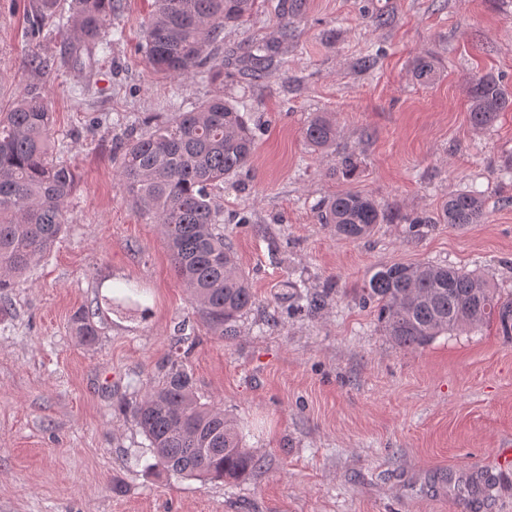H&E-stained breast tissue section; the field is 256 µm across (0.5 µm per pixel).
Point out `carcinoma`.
I'll return each instance as SVG.
<instances>
[{"label": "carcinoma", "instance_id": "1", "mask_svg": "<svg viewBox=\"0 0 512 512\" xmlns=\"http://www.w3.org/2000/svg\"><path fill=\"white\" fill-rule=\"evenodd\" d=\"M257 0H154L146 22L145 53L153 70L173 80L224 76V59L210 47L221 40L224 24L251 14ZM114 0H72V41L63 61L87 80L98 52L112 45ZM57 0H32L28 21L40 31L56 12ZM274 45L255 41L246 59L259 70L273 60ZM433 61L416 60L414 77L428 82ZM512 109V93L490 76L472 79L469 122L491 127ZM144 132L130 129L118 142L119 172L138 210L161 227L182 283L215 336L232 331L255 302L237 257L224 244L223 210L213 190L224 178L248 165L255 142L237 105L216 95L169 118L146 119ZM52 112L37 94L22 96L0 113V290L32 263L50 253L64 232L65 206L77 174L52 156ZM336 124L316 113L304 128L306 141L328 149L336 144ZM485 216L476 190L448 196L439 222L463 226ZM319 221L336 235L359 239L376 225L393 221L371 197L343 192L326 202ZM375 305L385 333L401 347L420 345L435 336L495 322L512 339V299L504 298L483 276L454 267L393 263L374 271L359 294ZM78 336L91 344L99 336L94 314L73 317ZM149 441L155 466L186 479L239 481L261 468L244 447L237 423L224 409L203 403L193 379L173 362L161 384L148 389L132 407Z\"/></svg>", "mask_w": 512, "mask_h": 512}]
</instances>
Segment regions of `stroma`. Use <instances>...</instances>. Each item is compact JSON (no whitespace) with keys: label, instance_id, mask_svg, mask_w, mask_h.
I'll return each mask as SVG.
<instances>
[{"label":"stroma","instance_id":"35a3bbf8","mask_svg":"<svg viewBox=\"0 0 512 512\" xmlns=\"http://www.w3.org/2000/svg\"><path fill=\"white\" fill-rule=\"evenodd\" d=\"M279 2L225 26L224 77L201 83L152 72V0H121L112 25L123 37L80 93L69 70L29 64L59 58L66 29L31 37L29 0H0V108L45 96L55 155L79 173L52 253L0 296V512H468L475 498L477 512H512V464L500 458L512 448V340L490 323L402 348L358 301L368 271L392 263L474 271L512 294V110L486 130L467 119L472 77L512 92V0H290L284 12ZM379 14L387 26L372 24ZM262 39L279 56L255 72L239 57ZM423 54L435 66L426 84L413 77ZM216 94L247 103L256 143L217 192L224 241L256 298L224 338L200 318L112 152L173 97L190 108ZM316 112L339 131L323 153L303 135ZM473 188L483 223L409 231L407 218ZM344 191L401 223L337 237L318 208ZM291 281L331 289L329 304L297 307ZM87 308L99 327L90 345L72 324ZM185 319L199 339L182 359L197 396L237 421L262 462L246 481L166 476L129 411L163 381ZM455 466L482 484L449 479Z\"/></svg>","mask_w":512,"mask_h":512}]
</instances>
